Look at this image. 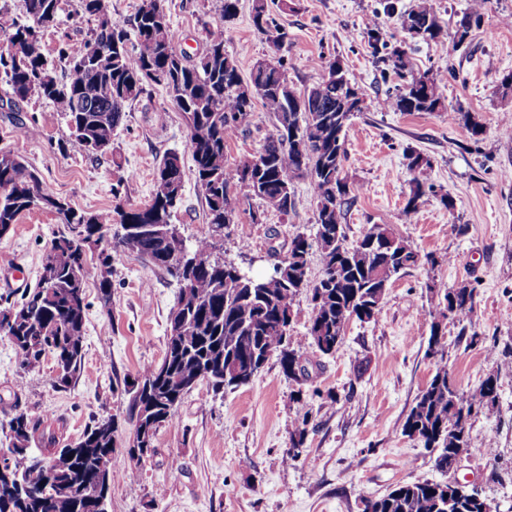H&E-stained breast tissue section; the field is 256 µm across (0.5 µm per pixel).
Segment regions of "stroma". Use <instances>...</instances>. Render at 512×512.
<instances>
[{
    "mask_svg": "<svg viewBox=\"0 0 512 512\" xmlns=\"http://www.w3.org/2000/svg\"><path fill=\"white\" fill-rule=\"evenodd\" d=\"M394 12H387V3ZM414 0H275L269 7L287 34L275 51L252 24V0H239L232 23L224 0H162L171 26L188 55L199 53L206 33L224 29V48L242 77L256 62L282 55L296 94L322 83L327 63L339 59L364 93L345 139L343 174L358 192L343 224L355 242L375 224L389 225L421 253L424 265L396 280L375 318L351 320L342 346L332 355L308 348L312 303L299 296L290 328L305 344L308 375L286 377L270 359L247 386L213 392L201 383L178 405L172 424L161 427L156 452L128 476L127 450L136 419L130 411L140 369L164 357L168 316L178 288L165 271L135 252L118 250L112 263V303L98 299L95 271L87 273L89 309L81 368L65 387L56 386L55 364L21 369L16 350L0 335V448L9 447V422L18 412L42 419L23 464L46 458L47 447L77 443L94 419H113L116 464L109 512H362L363 502L405 482L452 480L478 488L497 512H512V91L500 80L512 72V0H488L464 45L453 34L470 0H431L446 33L440 44L412 43L401 12ZM79 0H62L56 27L41 38L49 65L59 67L61 44L84 41L87 28L69 15ZM381 18V38L409 44V66L434 78L442 106L434 112H395L382 103L396 91L394 75H383L367 31ZM471 114L485 130L472 142L458 120ZM274 119L255 101L249 123L227 144L225 166L235 171L260 151ZM0 149L21 157L40 175L49 193L77 210L113 213L117 203L142 206L151 199L162 159L180 158L183 200L172 218L187 246L210 236L202 189L196 181L188 130L166 88L146 86L131 103L108 154L90 155L71 144L67 119L38 96L15 100L0 75ZM429 159L434 186L416 209L407 210V156ZM120 196H113V188ZM288 215L268 207L242 185L235 224L225 229L216 251L254 277L268 274L295 235L314 237L316 200L307 179L293 181ZM454 201L446 208L442 196ZM62 226L57 215L24 213L10 235L0 238V305L20 301L35 288L43 258ZM445 291L476 289L475 323L443 324L445 360L453 383L475 389L497 373L494 409L471 421V446L456 469L441 473L434 455L403 432L420 391L435 372L426 354L434 318L427 283ZM305 440L296 460L287 454L297 432Z\"/></svg>",
    "mask_w": 512,
    "mask_h": 512,
    "instance_id": "stroma-1",
    "label": "stroma"
}]
</instances>
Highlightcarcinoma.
Wrapping results in <instances>:
<instances>
[{
  "instance_id": "obj_1",
  "label": "carcinoma",
  "mask_w": 512,
  "mask_h": 512,
  "mask_svg": "<svg viewBox=\"0 0 512 512\" xmlns=\"http://www.w3.org/2000/svg\"><path fill=\"white\" fill-rule=\"evenodd\" d=\"M54 0H24L26 21L12 24L6 46L0 49V71L12 95L23 100L32 94L58 104L71 130L72 142L88 150L89 139L112 141L126 108L148 83L168 89L174 105L184 114L189 143L207 207V220L214 231L234 223L239 198L232 184L244 185L250 194L282 215L294 207L293 180L309 181L317 201L315 238L298 234L289 244L283 267L276 277L252 279L232 262L213 256L214 238L198 240L193 248L183 238L166 240L159 232L170 230L173 210L181 202L184 181L179 157L167 155L157 168L150 202L128 212L115 210L123 225L122 242L129 250L165 270L179 284V298L168 317V334L163 363L142 369L140 377L149 391L132 397L130 409L136 416L134 443L140 441L142 410L153 408L156 421H173L183 396L206 382L214 392L250 384L258 354L277 357L283 374L296 377L293 365L302 353L292 347L290 326L296 298L305 293L313 305L307 347L331 355L343 344L347 324L354 318L373 319L393 279L421 265H435L431 254H421L404 238L382 224L373 225L361 239L346 242L341 220L356 185L343 176L345 160L343 132L355 113L361 111L348 95L360 87L344 73L336 85L317 86L299 98L301 105L285 117L277 112L275 95L288 84L283 57L270 67H254L250 77L253 93L261 97L277 121L260 151L263 168L244 162L230 174L224 166V149L229 138L249 123L253 101L239 92L241 77L234 58L224 51V35H206L203 50L183 58L177 74L167 70L177 51L179 37L166 12L154 15L141 7L131 20L135 41L113 23L105 0H81L70 15L79 26L90 25L89 38L79 50L67 45L59 49L68 62L69 77L61 82L43 55L30 48L40 34L57 25L59 11ZM266 0H254L252 23L281 50L285 34L272 29ZM407 17L424 27L419 40L439 43L444 32L430 0H418ZM480 10L464 16L454 32L456 44L465 43L471 22ZM374 53L382 54L386 70L403 81L389 98L396 112H434L441 105L437 85L426 75H414L408 52L401 45L381 41L380 25L368 30ZM408 168L415 173L405 209L433 191L425 173L430 162L419 153L407 155ZM0 237L11 233L19 216L35 208L54 210L67 227L56 236L46 252L39 283L46 287L25 293L22 302L0 309V334L14 344L19 365L27 370L40 366L50 355L56 363L55 384L65 387L78 372L84 350L87 311L86 278L81 274L86 246L99 243L100 225L112 223L103 216L74 209L64 199L44 190L37 173L25 164L0 158ZM318 248L323 274L309 275V256ZM98 260L97 281L103 306L112 300V247ZM475 308V289L463 285L444 293L432 292L430 313L469 322ZM188 331L179 340L174 332L179 321ZM431 329L427 354L437 360L436 370L421 391L403 426L404 434L417 438L436 453V467L453 471L460 455L470 447L471 420L481 410H490L498 400V377L488 374L472 391L453 384L444 362V344ZM42 422L25 412L9 422L13 445L0 449V512H103L99 500L103 490L99 477L112 475L116 428L111 419H98L87 426L71 449L50 448L49 458L22 469L15 458L28 448ZM478 493L451 482H410L387 494L366 501L363 512H484Z\"/></svg>"
}]
</instances>
